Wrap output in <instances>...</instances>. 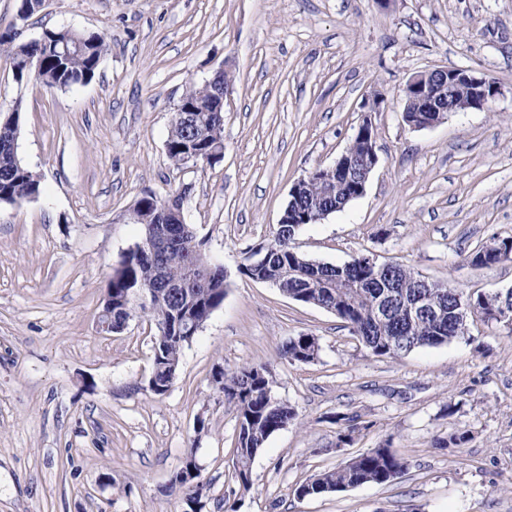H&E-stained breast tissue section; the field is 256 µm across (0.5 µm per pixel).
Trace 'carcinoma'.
I'll use <instances>...</instances> for the list:
<instances>
[{
    "label": "carcinoma",
    "instance_id": "obj_1",
    "mask_svg": "<svg viewBox=\"0 0 512 512\" xmlns=\"http://www.w3.org/2000/svg\"><path fill=\"white\" fill-rule=\"evenodd\" d=\"M0 51L10 62L13 76L23 83L26 63L40 64L38 79L49 87L69 88L93 80L107 55L108 45L95 32L72 29H46L35 42L15 40L0 34ZM192 111L180 112L171 121L166 143L169 159L188 165L224 149V122L213 111L214 103L203 86H192L182 94ZM17 127L0 122V200L25 201L40 194L36 173L22 164L8 142ZM164 198L145 193L134 203V215L141 228V239L154 238L163 223ZM350 203L347 197L323 191L316 185L296 201L292 212L317 222ZM298 224H279L273 239L251 253L240 266V273L254 281L269 283L294 301L312 304L336 315L350 333L374 356L398 357L416 348L439 346L468 339V319L476 316L486 323L501 325L512 333V289L492 294L467 293L447 284L429 281L401 265L384 268L356 258L344 265L313 261L296 250ZM176 245L155 255L127 253L108 281L104 306L112 309V327H122L132 314L128 296L135 290L155 291L151 309L144 313L155 323L153 350L159 352L162 366L154 372L151 392L162 396L177 377L180 357L187 340L182 337L185 320L206 322L224 301L223 272L204 260L203 242L192 225L171 228ZM512 259V237L495 239L471 254L476 266L488 267ZM174 283L193 282L199 287L184 288L175 295L160 286L158 273ZM423 297L435 307L433 314L413 315L407 307ZM386 305L387 317L380 320L376 307ZM318 339L299 335L288 339L281 358L291 363H309L318 357ZM274 381L262 365L224 371V400L233 405L238 421L235 477L242 491L253 488L251 465L267 439L298 414L273 393ZM407 463L387 446L369 448L343 465L322 471L299 485V498L323 496L364 484L386 485L400 479Z\"/></svg>",
    "mask_w": 512,
    "mask_h": 512
}]
</instances>
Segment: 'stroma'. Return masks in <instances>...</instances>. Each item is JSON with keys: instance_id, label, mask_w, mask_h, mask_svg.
I'll return each mask as SVG.
<instances>
[{"instance_id": "1", "label": "stroma", "mask_w": 512, "mask_h": 512, "mask_svg": "<svg viewBox=\"0 0 512 512\" xmlns=\"http://www.w3.org/2000/svg\"><path fill=\"white\" fill-rule=\"evenodd\" d=\"M20 6L0 0V34L92 31L110 51L67 89L17 83L0 55V113L20 105L18 156L41 178L37 198L0 203V512H183L171 480L189 456L209 487L202 512H512L511 331L473 317L469 339L376 357L333 313L239 271L292 185L333 165L368 118L379 162L365 194L305 225L297 249L333 265L370 254L468 292L512 288V261L470 260L512 236V0H46L25 23ZM443 66L492 78L499 96L409 127L403 87ZM221 68L224 156L176 168L174 107ZM183 189L226 288L157 396L154 324L103 333L98 318L141 239L125 214L144 193ZM300 334L319 355L292 364L279 349ZM258 364L298 419L256 455L246 493L236 411L212 375ZM454 432L467 441L442 447ZM382 444L408 464L396 483L296 497Z\"/></svg>"}]
</instances>
